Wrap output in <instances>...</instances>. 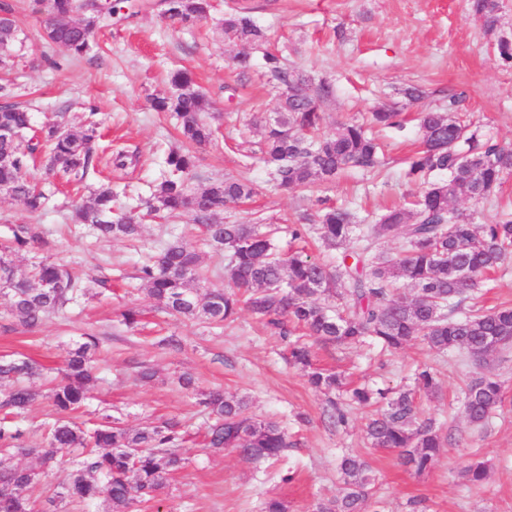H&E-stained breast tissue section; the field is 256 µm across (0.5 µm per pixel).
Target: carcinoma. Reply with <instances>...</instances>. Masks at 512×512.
<instances>
[{"instance_id":"carcinoma-1","label":"carcinoma","mask_w":512,"mask_h":512,"mask_svg":"<svg viewBox=\"0 0 512 512\" xmlns=\"http://www.w3.org/2000/svg\"><path fill=\"white\" fill-rule=\"evenodd\" d=\"M53 15L45 23L49 43L66 48L81 58L93 48L94 31L125 18L135 8L121 0H52ZM163 13L183 25L208 18L211 0H163ZM496 0H473V11L483 24L498 23ZM224 34L248 45H260L265 34L242 12L228 14ZM19 37L13 9L0 4V68L12 61V47ZM264 68L281 87V117L265 124L263 160L272 180L283 190L307 189L336 179L343 171H373L380 164V145L365 125L351 121L336 133L320 134L322 104L335 94L329 81L313 84L302 72L290 69L282 57L266 52ZM173 92L156 96L157 112H174L188 146L169 152L168 175L157 186L151 214L193 216L205 241L224 253L229 286L210 290L199 298V258L179 239L168 241L160 254L139 269V279L151 298L164 310L189 320L220 325L248 309L272 333L289 340L292 361L309 370L310 384L319 391L343 387L341 375L313 367L307 339L323 346H356L371 341L387 351L403 349L416 336L437 352L463 351L476 358L512 345V307L477 309L460 318L452 316L461 297L475 288L489 271L500 268L512 256V212L476 228L470 215L456 207L459 201L474 204L496 197L502 180L512 174V149L484 136L454 112L456 98L448 99V111L424 109L419 113L420 149L408 162L407 175L426 184L410 209L394 208L374 224H357L344 208H322L318 224L326 247L343 248L336 266L302 252L284 257L274 232L256 225L224 224L215 218L227 203L248 199L251 182L235 177L215 180L201 190L189 183L196 167L195 149L212 141L206 120L210 101L194 89L187 73L175 72ZM91 112L77 124H48L27 144L22 139L32 129V115L14 105H0V129L12 133L0 139V192L20 200L36 214L46 203L45 193L29 177V169L41 167L51 175L81 184L95 169L92 142L98 123ZM401 112L381 107L371 113L372 122L388 128L401 127ZM434 173L447 175L430 180ZM118 193L112 182L90 191L74 205L70 220L87 224L97 238L134 240L141 233L138 217L116 205ZM398 239L400 254L387 256L380 244ZM45 240L37 224H16L11 237L0 244V286L10 298V310L22 323L35 326L48 313L63 314L87 287L80 285L69 265L48 258L16 276L12 256ZM416 290L409 301L393 297L398 283ZM345 301L341 311L321 302L325 297ZM82 341L68 353L63 377L45 391L29 381L39 376L37 366L26 359L0 364V380L11 385L0 398V408L14 419L0 425V512H35L29 487L39 475L63 464L75 452L82 460L69 470L58 497L86 505L100 500L119 509L131 501L151 503L167 485L169 476L185 463L178 448L182 423L170 417L142 429H128L105 417L97 427L84 430L70 413L80 409L90 387L99 381L95 334L84 332ZM414 384L429 395L438 382L428 367L417 370ZM40 398L49 400L56 416L47 423V447L23 446L19 421ZM350 401L379 410L369 419L365 438L375 449L395 450L403 463L421 473L444 447L432 424L418 422L413 390L361 386L349 391ZM503 384L491 377L471 380L465 389L463 413L477 426L486 424L504 406ZM199 404L211 417L206 447L230 450L247 461L277 459L292 443L288 432L273 421L247 415L244 399L212 389L200 392ZM33 455L39 468L15 463L11 451ZM341 496L315 506V512H377L378 500L369 462L348 455L340 463ZM467 482L479 485L486 479L482 463L465 467Z\"/></svg>"}]
</instances>
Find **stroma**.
<instances>
[{"label":"stroma","mask_w":512,"mask_h":512,"mask_svg":"<svg viewBox=\"0 0 512 512\" xmlns=\"http://www.w3.org/2000/svg\"><path fill=\"white\" fill-rule=\"evenodd\" d=\"M8 2L23 38L8 75L13 85L9 103L32 112L38 127L96 108L100 128L93 151L102 163L88 183L112 181L124 207L150 197L164 175L167 153L181 145L175 116L150 106L152 95L169 89L170 71L179 68L212 101L207 119L217 130L215 139L197 151L193 186L204 187L214 178L249 179L254 197L226 205L217 217L227 224L275 225L284 249L291 241L289 225L303 216L317 220L319 199L348 206L362 224L414 200L423 184L408 177L405 159L419 137L414 120L419 107L444 112L449 94H458L459 112L493 141L512 147V69L499 66L496 56L500 39L512 40V0H497L500 22L490 31L475 21L472 0H212L210 18L192 26L164 18L157 6L98 29L93 50L79 59L45 41L47 7L40 0ZM236 10L247 12L265 31L269 48L287 65L314 81L334 84V97L322 105L325 133L335 134L340 124L366 119L382 106L405 113L403 128L374 131L382 147L379 173L350 170L311 190L286 193L275 187L262 161L255 122L273 118L279 100L263 73L261 53H254L250 71L236 65V55L247 46L228 39L220 27L224 15ZM412 85L426 91L422 105L405 96ZM121 150L138 154V163L105 166V158ZM42 186L49 201L37 216L0 194V239L10 236L11 225L37 223L47 241L17 255V270L49 256L67 262L82 280L110 278L112 288L81 298L67 315H49L34 327L12 316L7 298L0 296V357L35 362L41 374L32 384L40 388L61 376L67 353L83 332L96 334L105 381L91 387L85 419L109 414L122 426L138 429L175 416L185 425L186 464L161 494L160 512H261L270 497L285 501L289 512H313L317 502L339 494L338 464L347 454L369 460L382 512H410L414 499L423 501L426 512H512V348L481 360L430 350L419 337L394 354L372 344L317 348L320 367L357 384L409 386L418 366L436 370L439 389L420 396L419 417L434 421L445 446L430 470L415 472L401 464L397 452L368 448L366 410L349 409L343 425L331 421L326 396L290 362L286 342L250 312L215 327L157 307L138 270L171 238L199 254L207 272L200 293L227 282L223 257L202 240L191 214L145 224L140 239L132 242H102L86 226L67 220L69 203L87 197V188L76 190L50 178ZM502 305L512 306V263L469 293L458 311ZM128 308L141 313L132 328L121 322ZM171 334L179 337L181 348L160 346V339ZM146 367L156 372L152 380L139 376ZM185 373L194 377L193 388L179 386ZM484 375L502 382L506 400L481 427L465 418L462 401L466 383ZM211 388L246 398L249 415L286 427L294 443L287 456L275 463L247 461L233 452L203 448L207 417L197 399L199 391ZM472 461L488 470L478 487L461 475ZM291 471L295 479L285 481Z\"/></svg>","instance_id":"obj_1"}]
</instances>
